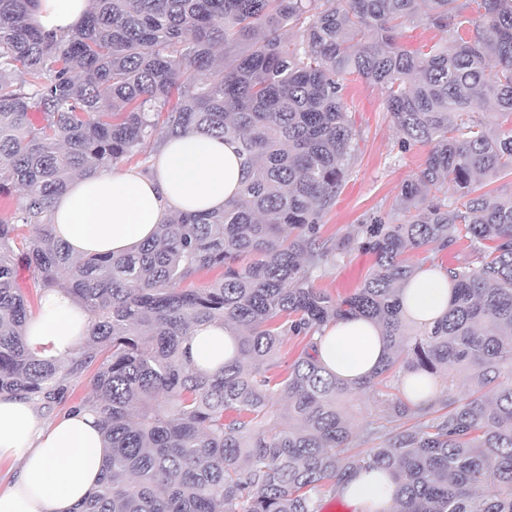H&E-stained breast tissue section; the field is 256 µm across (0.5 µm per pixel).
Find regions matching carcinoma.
Returning a JSON list of instances; mask_svg holds the SVG:
<instances>
[{
  "mask_svg": "<svg viewBox=\"0 0 512 512\" xmlns=\"http://www.w3.org/2000/svg\"><path fill=\"white\" fill-rule=\"evenodd\" d=\"M37 2L0 0V196L25 191L0 220V395L50 409L90 376L67 412H97L111 453L78 512H323L371 468L397 480L391 512H512V194L492 188L512 176V0H91L60 38L33 23ZM410 25L452 44L409 51ZM358 78L384 96L398 151L426 159L361 234L326 238L357 159L345 90ZM192 131L238 146L244 179L224 210L174 214L119 257L76 259L52 235L73 175ZM458 244L448 311L409 323L400 284ZM354 251L374 257L359 288L315 285ZM23 268L89 313L67 363L26 341ZM351 316L389 345L356 387L318 360L324 328ZM217 321L242 335L210 376L184 342ZM290 336L303 347L283 373ZM409 374L446 394L416 408ZM357 392L374 413L355 438Z\"/></svg>",
  "mask_w": 512,
  "mask_h": 512,
  "instance_id": "1",
  "label": "carcinoma"
}]
</instances>
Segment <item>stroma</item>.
I'll return each instance as SVG.
<instances>
[{
	"label": "stroma",
	"mask_w": 512,
	"mask_h": 512,
	"mask_svg": "<svg viewBox=\"0 0 512 512\" xmlns=\"http://www.w3.org/2000/svg\"><path fill=\"white\" fill-rule=\"evenodd\" d=\"M346 103L360 133L358 159L347 177L335 206L324 218L328 237L355 235L363 214L388 207L408 175L418 172L426 151L399 153L390 115L379 89L363 80L350 82ZM372 264L370 256L354 253L322 271L316 283L332 294L358 287Z\"/></svg>",
	"instance_id": "stroma-1"
}]
</instances>
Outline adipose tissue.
<instances>
[{
	"mask_svg": "<svg viewBox=\"0 0 512 512\" xmlns=\"http://www.w3.org/2000/svg\"><path fill=\"white\" fill-rule=\"evenodd\" d=\"M89 6L90 0H40L35 21L44 32L66 36L78 29ZM241 178L235 143L189 133L159 146L150 174L104 165L76 177L52 201V232L77 257L131 253L172 213L223 209ZM451 294L445 272L422 271L402 286L404 313L431 325L447 310ZM88 332L82 303L48 288L26 340L40 356L64 361ZM237 346V330L221 323L196 327L185 343L194 366L209 374L220 373ZM386 351L379 329L361 317L327 326L318 344L321 364L347 383L369 376ZM108 453L94 411L46 421L31 400L0 397V460L14 463L10 486L0 490V512H75L95 492ZM396 489L390 473L362 471L343 482L342 496L355 512H390Z\"/></svg>",
	"mask_w": 512,
	"mask_h": 512,
	"instance_id": "1",
	"label": "adipose tissue"
}]
</instances>
